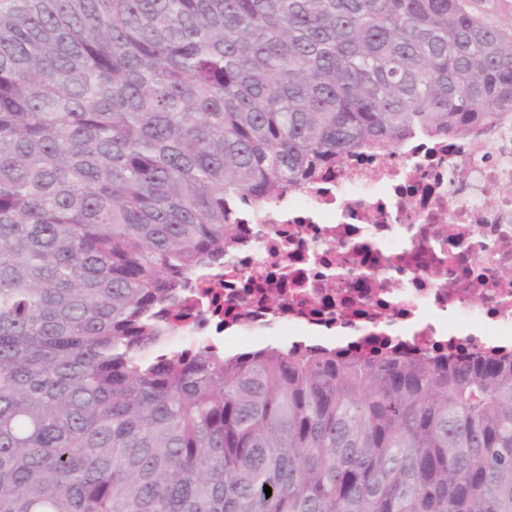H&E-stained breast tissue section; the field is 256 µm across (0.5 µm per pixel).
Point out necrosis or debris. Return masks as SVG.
Returning a JSON list of instances; mask_svg holds the SVG:
<instances>
[{
	"label": "necrosis or debris",
	"instance_id": "obj_1",
	"mask_svg": "<svg viewBox=\"0 0 512 512\" xmlns=\"http://www.w3.org/2000/svg\"><path fill=\"white\" fill-rule=\"evenodd\" d=\"M461 167L469 178L459 183ZM511 268L512 127L415 141L349 157L249 212L210 276L217 307L167 330L165 345L232 350L278 332L362 353L483 348L511 358Z\"/></svg>",
	"mask_w": 512,
	"mask_h": 512
}]
</instances>
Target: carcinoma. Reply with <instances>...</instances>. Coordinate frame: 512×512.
Instances as JSON below:
<instances>
[{"instance_id": "1", "label": "carcinoma", "mask_w": 512, "mask_h": 512, "mask_svg": "<svg viewBox=\"0 0 512 512\" xmlns=\"http://www.w3.org/2000/svg\"><path fill=\"white\" fill-rule=\"evenodd\" d=\"M504 2H0V512H512V361L154 355L246 209L512 120Z\"/></svg>"}]
</instances>
